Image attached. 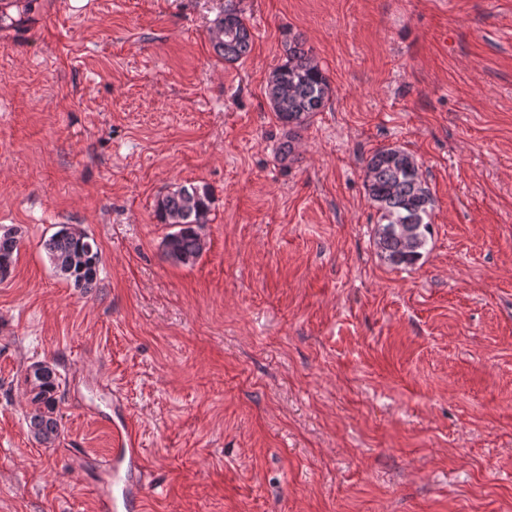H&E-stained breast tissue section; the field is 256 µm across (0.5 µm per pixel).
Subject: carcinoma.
Masks as SVG:
<instances>
[{
	"instance_id": "cac0c4a2",
	"label": "carcinoma",
	"mask_w": 512,
	"mask_h": 512,
	"mask_svg": "<svg viewBox=\"0 0 512 512\" xmlns=\"http://www.w3.org/2000/svg\"><path fill=\"white\" fill-rule=\"evenodd\" d=\"M213 48L226 62L246 57L252 49L249 27L227 0L214 20ZM268 97L279 121L293 129L304 125L321 110L332 94L325 71L303 47L302 39H288L285 60L270 74ZM365 185L376 205L378 220L375 246L384 260L395 266H412L428 243L432 206L429 188L423 181L416 160L402 149L377 150L365 165ZM212 197L205 186L183 185L158 199L156 218L176 227L164 240L170 259L193 265L201 257L200 231L207 223ZM18 249L16 233L0 232V276L8 274ZM45 249L54 268L78 288H90L99 272L100 252L93 237L63 227L46 242ZM30 429L45 439L60 434L56 410L60 400V381L54 365L41 362L30 366Z\"/></svg>"
}]
</instances>
